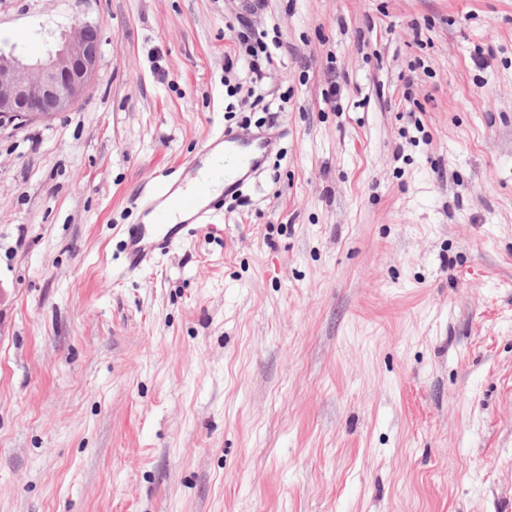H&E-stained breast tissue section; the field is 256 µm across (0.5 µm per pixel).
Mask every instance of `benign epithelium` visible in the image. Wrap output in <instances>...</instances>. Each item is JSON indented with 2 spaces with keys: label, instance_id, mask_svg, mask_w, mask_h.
Wrapping results in <instances>:
<instances>
[{
  "label": "benign epithelium",
  "instance_id": "7a95c632",
  "mask_svg": "<svg viewBox=\"0 0 512 512\" xmlns=\"http://www.w3.org/2000/svg\"><path fill=\"white\" fill-rule=\"evenodd\" d=\"M102 45L101 27L83 21L44 60L27 62L0 50V128L72 110L92 85Z\"/></svg>",
  "mask_w": 512,
  "mask_h": 512
}]
</instances>
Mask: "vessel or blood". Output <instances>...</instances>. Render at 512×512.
Masks as SVG:
<instances>
[{
  "instance_id": "obj_1",
  "label": "vessel or blood",
  "mask_w": 512,
  "mask_h": 512,
  "mask_svg": "<svg viewBox=\"0 0 512 512\" xmlns=\"http://www.w3.org/2000/svg\"><path fill=\"white\" fill-rule=\"evenodd\" d=\"M278 146L273 134L248 135L224 129L209 136L201 156L187 167L200 169L204 159H222L226 185L218 197L203 188L189 189L184 178H168L158 183L139 207L149 218L145 224L127 225L123 271L133 275L154 265L176 242L202 234L213 227V219L224 211L225 198L234 196L262 169Z\"/></svg>"
}]
</instances>
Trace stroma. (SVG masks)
<instances>
[{"mask_svg":"<svg viewBox=\"0 0 512 512\" xmlns=\"http://www.w3.org/2000/svg\"><path fill=\"white\" fill-rule=\"evenodd\" d=\"M78 20L88 94L0 129V512H512V0H0V49ZM225 126L286 135L122 275Z\"/></svg>","mask_w":512,"mask_h":512,"instance_id":"1","label":"stroma"}]
</instances>
